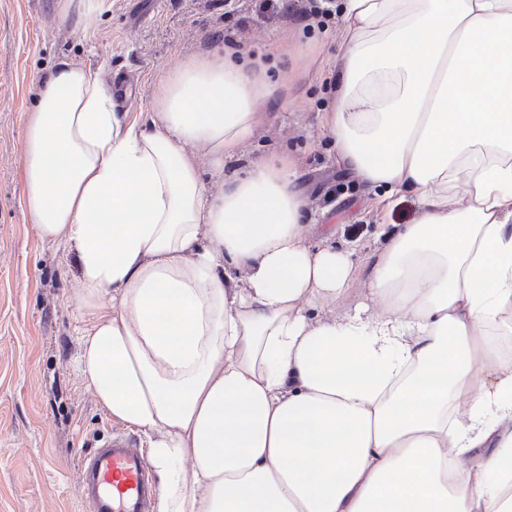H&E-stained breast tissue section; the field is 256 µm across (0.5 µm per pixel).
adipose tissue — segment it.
<instances>
[{"label": "adipose tissue", "mask_w": 512, "mask_h": 512, "mask_svg": "<svg viewBox=\"0 0 512 512\" xmlns=\"http://www.w3.org/2000/svg\"><path fill=\"white\" fill-rule=\"evenodd\" d=\"M340 7L336 161L420 206L366 263L292 160L225 173L263 63L197 54L133 115L62 62L27 114V215L77 253V371L146 439L154 512H512V0Z\"/></svg>", "instance_id": "adipose-tissue-1"}]
</instances>
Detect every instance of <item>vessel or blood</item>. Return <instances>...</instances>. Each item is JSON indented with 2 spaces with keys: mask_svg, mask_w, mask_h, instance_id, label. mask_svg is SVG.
Returning <instances> with one entry per match:
<instances>
[{
  "mask_svg": "<svg viewBox=\"0 0 512 512\" xmlns=\"http://www.w3.org/2000/svg\"><path fill=\"white\" fill-rule=\"evenodd\" d=\"M87 512H151L154 486L145 454L114 433L85 455L78 473Z\"/></svg>",
  "mask_w": 512,
  "mask_h": 512,
  "instance_id": "vessel-or-blood-1",
  "label": "vessel or blood"
}]
</instances>
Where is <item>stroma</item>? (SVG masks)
Returning <instances> with one entry per match:
<instances>
[{"mask_svg": "<svg viewBox=\"0 0 512 512\" xmlns=\"http://www.w3.org/2000/svg\"><path fill=\"white\" fill-rule=\"evenodd\" d=\"M84 29L62 20L58 0H0V512H84L78 469L113 427L74 367L77 255L38 237L25 217L19 178L26 114L39 79L62 61L100 69L124 112L151 109L154 77L188 57L222 53L218 30L235 36L246 57L281 43L271 80L288 75L274 100L257 105L253 137L240 160L290 156L296 187L314 223L336 227L339 245L364 258L380 224H410L412 195L384 206L334 159L325 113L335 95L342 22L336 0H317L322 20L276 15L239 28L247 0H110ZM239 160V161H240Z\"/></svg>", "mask_w": 512, "mask_h": 512, "instance_id": "1", "label": "stroma"}]
</instances>
